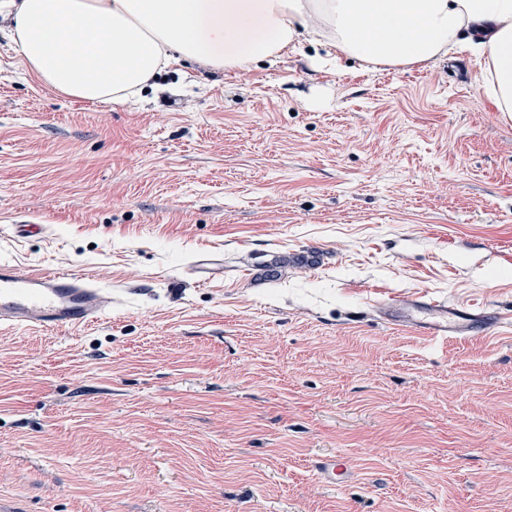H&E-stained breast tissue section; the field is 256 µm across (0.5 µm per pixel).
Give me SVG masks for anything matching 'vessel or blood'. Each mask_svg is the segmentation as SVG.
<instances>
[{
  "label": "vessel or blood",
  "instance_id": "obj_1",
  "mask_svg": "<svg viewBox=\"0 0 512 512\" xmlns=\"http://www.w3.org/2000/svg\"><path fill=\"white\" fill-rule=\"evenodd\" d=\"M112 293L88 276L62 271L29 273L0 262V327L73 331L105 320ZM392 326L431 339H465L489 326L506 323L505 315L467 303H443L425 295L382 303Z\"/></svg>",
  "mask_w": 512,
  "mask_h": 512
}]
</instances>
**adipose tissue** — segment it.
Masks as SVG:
<instances>
[{
	"instance_id": "adipose-tissue-1",
	"label": "adipose tissue",
	"mask_w": 512,
	"mask_h": 512,
	"mask_svg": "<svg viewBox=\"0 0 512 512\" xmlns=\"http://www.w3.org/2000/svg\"><path fill=\"white\" fill-rule=\"evenodd\" d=\"M322 12L337 53L410 64L459 49L512 112V0H0L6 31L48 89L91 103L140 98L173 61L243 69L315 41Z\"/></svg>"
}]
</instances>
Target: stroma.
I'll return each mask as SVG.
<instances>
[{
    "label": "stroma",
    "instance_id": "obj_1",
    "mask_svg": "<svg viewBox=\"0 0 512 512\" xmlns=\"http://www.w3.org/2000/svg\"><path fill=\"white\" fill-rule=\"evenodd\" d=\"M329 48L94 104L0 37V261L112 292L100 324L0 330V512H512V323L431 340L378 313L512 314V117L469 52ZM272 255L314 263L266 281Z\"/></svg>",
    "mask_w": 512,
    "mask_h": 512
}]
</instances>
